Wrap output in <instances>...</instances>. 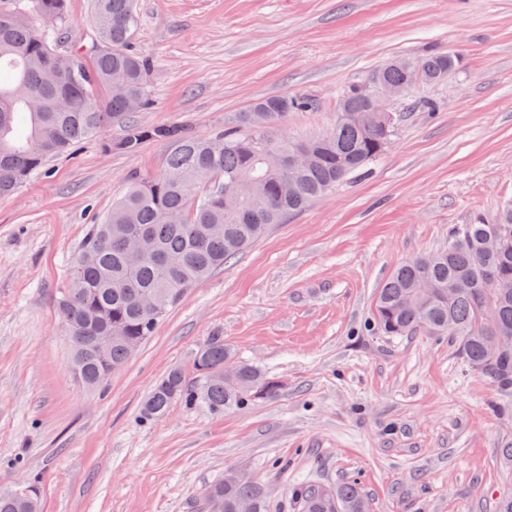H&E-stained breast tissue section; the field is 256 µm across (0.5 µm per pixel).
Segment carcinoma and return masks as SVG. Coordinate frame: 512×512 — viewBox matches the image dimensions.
Listing matches in <instances>:
<instances>
[{"instance_id":"cac0c4a2","label":"carcinoma","mask_w":512,"mask_h":512,"mask_svg":"<svg viewBox=\"0 0 512 512\" xmlns=\"http://www.w3.org/2000/svg\"><path fill=\"white\" fill-rule=\"evenodd\" d=\"M0 0V197L12 194L50 159L72 150L115 119L147 106L148 61L131 49L133 0H93L96 38L62 45L65 0ZM425 83L448 78L457 58L447 53L397 58L368 79L403 84L405 65ZM333 131L293 140L282 134L288 113L314 108L303 95L259 99L198 135L183 126L127 122L113 148L134 155L149 142L169 148L157 174L137 175L100 223L88 225L55 306L71 346L70 369L91 389L123 368L196 285L303 210L362 172L386 149L393 123L383 127L365 111L360 85L349 86ZM310 154L301 167L288 163ZM154 243L153 256L128 247L136 235ZM492 278L496 287L487 288ZM377 330L386 336L423 332L446 336L469 368L503 393L512 391V202L492 220L455 224L448 247L408 260L375 298ZM234 357L224 337L195 352L191 372L171 369L141 405L148 423L170 406H204L214 414L275 399L278 381L239 361L231 379L220 374ZM302 512H368L359 483H302ZM262 510L259 485L233 472L210 484L199 512ZM0 512H40L37 484L28 493L0 490Z\"/></svg>"}]
</instances>
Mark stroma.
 Here are the masks:
<instances>
[{
	"instance_id": "35a3bbf8",
	"label": "stroma",
	"mask_w": 512,
	"mask_h": 512,
	"mask_svg": "<svg viewBox=\"0 0 512 512\" xmlns=\"http://www.w3.org/2000/svg\"><path fill=\"white\" fill-rule=\"evenodd\" d=\"M151 63L135 121L207 135L255 100L304 95L285 133L327 134L348 85L429 50L459 63L392 101L390 143L366 173L274 225L188 293L104 389L69 368L55 308L88 225L168 147L124 154L108 124L0 198V486L39 480L42 512H196L235 470L264 512H300V482L357 481L369 512H495L512 493V394L447 338L371 332L399 264L512 200V0H134ZM429 100L436 111L412 107ZM282 384L233 413L143 399L209 337Z\"/></svg>"
}]
</instances>
